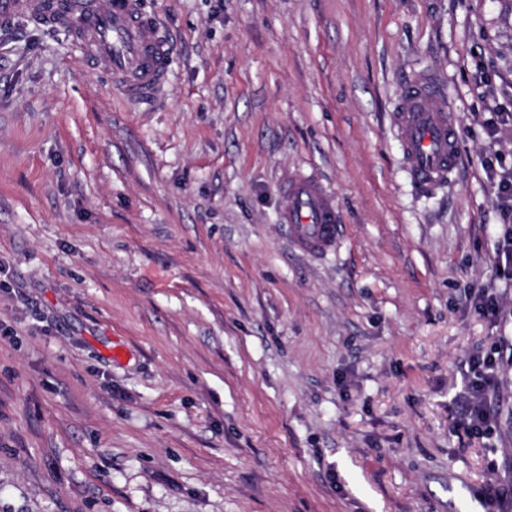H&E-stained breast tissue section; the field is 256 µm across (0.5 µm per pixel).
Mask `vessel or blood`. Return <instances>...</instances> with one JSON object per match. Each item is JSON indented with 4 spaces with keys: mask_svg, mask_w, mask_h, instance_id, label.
Returning <instances> with one entry per match:
<instances>
[{
    "mask_svg": "<svg viewBox=\"0 0 512 512\" xmlns=\"http://www.w3.org/2000/svg\"><path fill=\"white\" fill-rule=\"evenodd\" d=\"M35 15L68 25L83 56L109 71L120 94L130 101H148L168 76L169 43L155 17L141 0H0V21ZM444 91L424 72L402 89L391 114L413 183L425 193L445 185L459 164L458 131ZM282 223L293 245L319 256L334 250L342 236L334 195L322 180L298 173L282 188Z\"/></svg>",
    "mask_w": 512,
    "mask_h": 512,
    "instance_id": "b4317fda",
    "label": "vessel or blood"
}]
</instances>
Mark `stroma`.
Here are the masks:
<instances>
[{
	"label": "stroma",
	"instance_id": "1",
	"mask_svg": "<svg viewBox=\"0 0 512 512\" xmlns=\"http://www.w3.org/2000/svg\"><path fill=\"white\" fill-rule=\"evenodd\" d=\"M142 6L171 49L148 103L66 30L0 26V512H484L512 361L492 439L453 424L469 358L512 345L481 164H512V128L484 129L512 0ZM422 70L460 135L427 195L389 119ZM300 171L336 197V251L280 222ZM488 283L495 323L467 298Z\"/></svg>",
	"mask_w": 512,
	"mask_h": 512
}]
</instances>
